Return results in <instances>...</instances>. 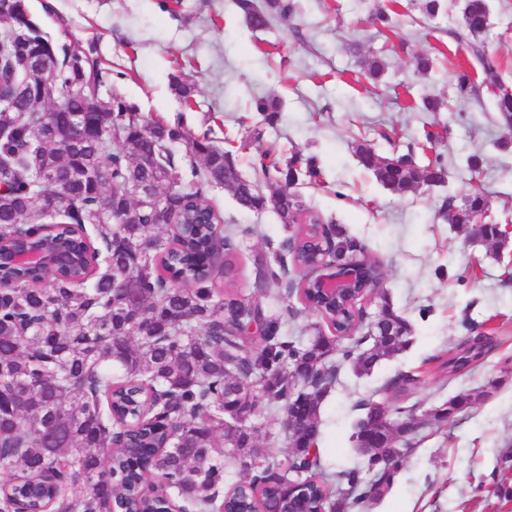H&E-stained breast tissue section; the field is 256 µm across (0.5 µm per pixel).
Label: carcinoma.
Wrapping results in <instances>:
<instances>
[{"label":"carcinoma","instance_id":"1","mask_svg":"<svg viewBox=\"0 0 512 512\" xmlns=\"http://www.w3.org/2000/svg\"><path fill=\"white\" fill-rule=\"evenodd\" d=\"M247 27L263 30L277 15L288 20L290 0H237ZM488 0H464L462 28L480 56V82L463 72L455 94L467 98L476 85L503 84L498 63L480 49L488 27ZM52 62L50 87L30 78L34 64ZM91 44L75 52L52 39L30 13L27 0H13L0 17V245L72 234L86 245L87 262L68 272L38 266L0 272V512L24 507L50 512H112L120 502L131 512L155 506L151 481L169 486L179 502L199 512L215 508V490L224 488L229 468L241 481L265 474L274 483L257 500L240 497L228 507L245 512L260 507L281 512L288 498L308 509L364 512L391 486L396 471L418 443L411 427L416 405L405 400L416 377L399 373L377 392L391 393L396 404L388 419L402 424L406 451H394V470L377 459L361 467L328 473L318 448H291L285 459L265 448H245V437L224 430V401L232 397L285 414L289 393L297 388L322 401L329 396L338 367L357 363L367 372L409 344L410 327L387 297L382 309L404 332L400 342L369 343L364 335L338 348L340 337L324 335L308 324L288 332L262 304L213 287L212 256H224V275L233 277L237 230L211 237L199 210L222 219L209 194L222 188L240 208L272 210L281 223L303 220L296 238L281 249L293 258H322L310 239L322 217L295 188L321 177L317 161L294 153L283 158L256 150L254 178L244 176L230 139L212 127L193 130L159 118L148 120L120 94L100 96L113 84ZM25 96L16 97L17 87ZM185 107L196 104L197 87L186 79L172 84ZM499 119L512 127V95L494 97ZM55 173L42 187L29 158ZM361 166L382 186L398 194L445 184L448 170L440 157L419 167L408 155L378 156L368 143L357 146ZM144 182L155 184L163 203L140 211L137 224L112 219V199ZM269 187L266 193L263 188ZM482 192L463 207L443 200L440 212L455 211L458 229L472 235V218L485 212ZM509 239L505 228L490 225L484 241L494 246ZM288 286L266 257L255 259L253 288L266 294ZM364 297L354 302H325L341 330L363 323ZM273 325L270 334L246 341L251 324ZM464 340L454 367L489 352L493 338L475 332ZM164 391L158 407L150 396ZM485 393H458L448 399L450 413L470 407Z\"/></svg>","mask_w":512,"mask_h":512}]
</instances>
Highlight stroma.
I'll return each instance as SVG.
<instances>
[{
  "label": "stroma",
  "instance_id": "obj_1",
  "mask_svg": "<svg viewBox=\"0 0 512 512\" xmlns=\"http://www.w3.org/2000/svg\"><path fill=\"white\" fill-rule=\"evenodd\" d=\"M289 22L272 20L252 31L236 0H28L45 31L81 50L96 44L119 77L114 86L146 118L199 129L216 116L243 159L257 147L275 146L316 158L322 183L298 186L323 220L346 228L365 254L380 262L383 289L411 325L405 351L382 359L367 374L342 366L319 412L322 459L328 471L362 465L352 441L360 400L374 396L401 372L418 376L409 400L425 412L468 391L477 401L444 425L424 426L421 442L396 475L389 492L368 512H512V279L503 277L512 244L498 250L475 243L444 222V197L463 204L473 189L488 202L487 221L512 225V131L501 125L489 91L457 99L453 77L476 73L478 61L461 29L463 0H443L432 21L405 0L393 28L377 32L372 15L390 0H296ZM486 53L500 64L512 87V0H491L483 35ZM388 69L380 80L362 76V55ZM434 57L432 72L416 71L413 57ZM197 83L194 109L171 89L174 78ZM429 92L448 102L442 112H418L408 103ZM268 95L282 106L274 120L256 112ZM445 138L437 151L424 149V129ZM369 141L383 157L412 153L418 165L439 154L448 169L445 186L399 195L358 164L356 147ZM483 159L479 171L469 155ZM228 224L243 228L235 270L236 290L254 296L255 258L273 256L296 227L272 211L241 209L224 190L211 193ZM496 336L498 347L461 371L450 352L463 342V316Z\"/></svg>",
  "mask_w": 512,
  "mask_h": 512
}]
</instances>
